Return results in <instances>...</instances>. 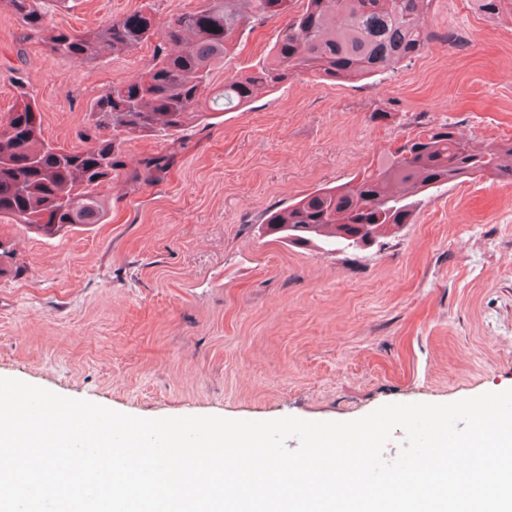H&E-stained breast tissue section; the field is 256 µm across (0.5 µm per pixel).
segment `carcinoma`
<instances>
[{"label":"carcinoma","instance_id":"carcinoma-1","mask_svg":"<svg viewBox=\"0 0 512 512\" xmlns=\"http://www.w3.org/2000/svg\"><path fill=\"white\" fill-rule=\"evenodd\" d=\"M433 0H204L194 11L162 25L138 12L83 31L49 28L45 0H0L30 38L50 55L90 63L129 53L153 37V63L133 82H121L90 102L93 142L70 150L42 138L36 98L23 91L0 114V218L46 237L101 224L106 209L97 188L117 177L122 144L131 136H174L208 111L245 107L262 93L308 74L321 80L366 79L420 55L433 41L456 43L450 30L427 24ZM508 0H476L496 19ZM291 15L272 48L269 63L210 87L211 71L224 64L235 38L251 23ZM344 23L336 26V16ZM485 176L512 180V142L478 148L455 135L449 124L422 127L388 151L359 181L324 187L288 209L274 212L267 226L296 244L318 234L358 248L388 230L409 224L408 199L439 183Z\"/></svg>","mask_w":512,"mask_h":512}]
</instances>
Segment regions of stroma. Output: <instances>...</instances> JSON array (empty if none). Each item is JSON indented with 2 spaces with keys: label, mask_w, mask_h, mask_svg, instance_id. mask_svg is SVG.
Instances as JSON below:
<instances>
[{
  "label": "stroma",
  "mask_w": 512,
  "mask_h": 512,
  "mask_svg": "<svg viewBox=\"0 0 512 512\" xmlns=\"http://www.w3.org/2000/svg\"><path fill=\"white\" fill-rule=\"evenodd\" d=\"M203 0H66L82 30L139 11L159 22ZM243 29L212 86L268 63L287 25ZM431 44L363 80L301 76L212 125L133 138L103 184L108 220L46 238L0 220V377L140 418L351 421L389 403L512 388V182L462 178L414 199L412 223L354 249L298 246L265 221L350 181L424 123L477 145L512 141V8L433 0ZM155 42L61 62L0 9V113L36 98L45 139L89 145V103L139 77ZM375 111L385 121H371ZM168 156L156 180L145 158Z\"/></svg>",
  "instance_id": "35a3bbf8"
}]
</instances>
